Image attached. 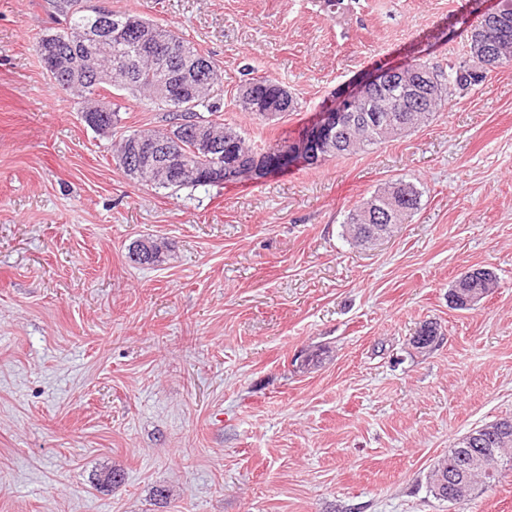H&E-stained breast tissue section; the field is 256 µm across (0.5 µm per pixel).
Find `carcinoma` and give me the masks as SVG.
<instances>
[{
  "label": "carcinoma",
  "instance_id": "cac0c4a2",
  "mask_svg": "<svg viewBox=\"0 0 512 512\" xmlns=\"http://www.w3.org/2000/svg\"><path fill=\"white\" fill-rule=\"evenodd\" d=\"M90 0H48L50 12L56 26L43 32L35 42V51L40 59H45V52H70L79 61V68L66 71V75L49 72L55 86L79 97L83 103V118L86 124L96 131H110L121 122L120 110L117 103L110 104L104 112L93 111V106L100 96V90L105 84H112L117 91L131 95L139 94L149 101L152 107L161 113L162 128L150 132L136 130L121 137L117 148V157L127 151V142L135 138L151 140L170 139L176 141V147L182 152L184 165L195 169L209 177V181H193L173 177L164 185L166 189L176 190L182 187H219L222 177L214 169V155L199 153L194 142V127L198 124H211L224 130V138L220 145L224 151V162L245 163L251 159L254 149L247 145L245 139L224 126L220 122L222 112V78L216 65H211L209 74L201 80V88L196 94L197 101L191 103L184 98L175 101L169 97L171 90L168 86L169 73L179 67V63L165 64L153 58L150 54L137 53L127 57L118 68L110 67V60L96 52L95 40L81 39V31L90 21L88 3ZM168 47L172 57L178 59L190 58L199 54L198 49L189 41L178 36L172 30H165ZM415 65L428 68L435 73L439 80V91L431 103H402L391 101L388 109L393 114L407 118L412 126L432 119L442 106L456 93H462L469 86H478L470 81L472 59L466 58L448 64V69L430 61L423 50L416 51ZM254 85L252 93L246 99L237 98L242 111L260 115L262 109L274 101L279 91V82L270 77L250 79ZM163 86L165 93L154 95V89ZM395 135L394 131H385L377 123L362 122L356 130L349 134L342 147L331 148L328 156L336 157L349 154L355 150L368 149L380 145ZM271 155L278 159V164L288 166L298 161L295 146L288 143H278ZM421 195L411 182L398 180L386 190L373 193L368 202L390 210L392 220L380 221L374 218L372 211L361 204L349 210L345 224L352 239L359 243L368 242L366 229L369 225L382 228V235L393 232L394 227L403 218L418 209ZM132 255L141 265H154L160 262L157 253L143 244L131 247ZM493 431H487L478 437L466 436L455 447L448 450L447 461L438 464L428 477L429 492L437 499L457 505L473 494L478 488H489L498 480L502 467L512 466V419H502L500 423L491 425ZM465 468L464 480L461 485L452 488L448 485V471L455 466Z\"/></svg>",
  "mask_w": 512,
  "mask_h": 512
}]
</instances>
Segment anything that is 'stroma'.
<instances>
[{
	"label": "stroma",
	"mask_w": 512,
	"mask_h": 512,
	"mask_svg": "<svg viewBox=\"0 0 512 512\" xmlns=\"http://www.w3.org/2000/svg\"><path fill=\"white\" fill-rule=\"evenodd\" d=\"M111 6L219 64L224 121L260 151L417 47L465 57L456 20L497 0ZM48 25L44 0H0V512H512V469L462 505L427 487L459 438L512 419V65L372 150L155 191L55 88ZM262 76L297 110L240 111ZM398 178L418 210L355 245L348 211ZM148 235L167 246L150 266L129 252ZM475 268L498 288L451 308Z\"/></svg>",
	"instance_id": "stroma-1"
}]
</instances>
